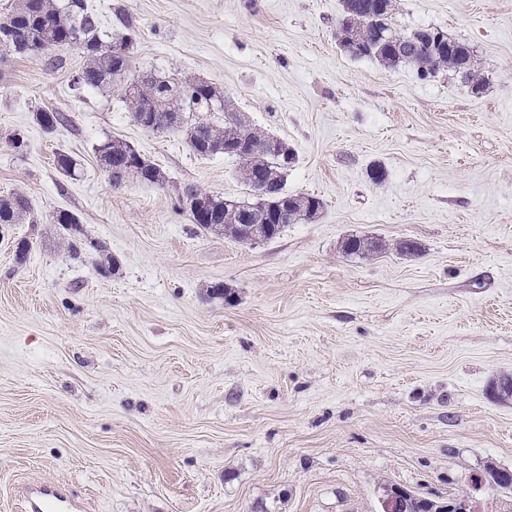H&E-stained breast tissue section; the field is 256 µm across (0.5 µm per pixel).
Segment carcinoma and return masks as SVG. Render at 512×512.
<instances>
[{"label": "carcinoma", "instance_id": "obj_1", "mask_svg": "<svg viewBox=\"0 0 512 512\" xmlns=\"http://www.w3.org/2000/svg\"><path fill=\"white\" fill-rule=\"evenodd\" d=\"M395 14L396 0H341L336 39L351 56L370 59L385 68L402 64L416 69L422 66L423 77L447 68L461 75L473 90L482 89L483 78L469 46L448 38V34L439 29L434 30L440 35L438 42L419 41V31L401 33L393 27ZM76 34L80 37L85 63L73 76V86L79 89L121 87L131 113L147 112L174 124L176 130L185 132L187 143L201 145L197 150L199 156L223 153L236 159L240 163V176L248 187L262 179L278 189L273 196H254L250 201L229 200L196 191L198 209H191L189 213L192 223L200 229L251 243V235L243 233L242 228L250 225L248 218L259 216L261 240L268 241L278 237L284 229L278 222L281 211H288L295 224L312 220L319 214L323 208L319 198L284 191L288 166L280 154L270 149L275 141L273 136L239 123L237 113L206 83L180 82L151 73L130 74L131 35L112 38V33L102 30L98 16L88 10L85 0H13L9 12L0 18V49L11 47L24 57L67 49ZM5 36L11 41L9 47L1 42ZM198 112H222L224 121L190 119V115ZM97 152L109 172L136 154L118 139L102 144ZM56 166L60 173L70 177L80 163L73 156L59 152ZM127 177L158 185L165 180L157 166L143 159L129 164ZM27 213L29 201L25 195L15 193L0 199V224H20ZM382 249V244L368 237H348L342 244L345 254L362 257Z\"/></svg>", "mask_w": 512, "mask_h": 512}]
</instances>
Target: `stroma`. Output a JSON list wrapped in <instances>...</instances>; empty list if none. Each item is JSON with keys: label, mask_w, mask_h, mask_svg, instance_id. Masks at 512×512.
<instances>
[{"label": "stroma", "mask_w": 512, "mask_h": 512, "mask_svg": "<svg viewBox=\"0 0 512 512\" xmlns=\"http://www.w3.org/2000/svg\"><path fill=\"white\" fill-rule=\"evenodd\" d=\"M86 2L104 27L133 22V72L207 81L287 142L286 192L323 208L255 244L200 231L183 190L248 199L238 161L144 130L120 87L72 89L80 48L56 67L0 51V198L31 208L0 227V512L35 483L84 512H380L391 483L512 512L475 483L512 469V398L491 393L512 375V0H398L399 31L473 48L478 94L344 53L340 0ZM110 139L165 183L113 187ZM353 235L386 249L345 254Z\"/></svg>", "instance_id": "1"}]
</instances>
